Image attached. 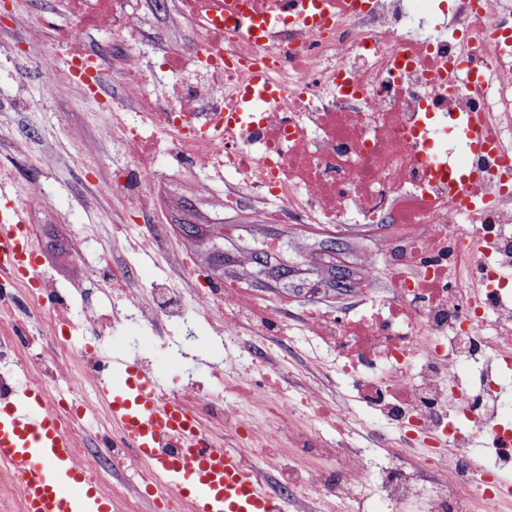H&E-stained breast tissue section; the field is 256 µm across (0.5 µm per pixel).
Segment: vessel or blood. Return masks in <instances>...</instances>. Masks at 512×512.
I'll use <instances>...</instances> for the list:
<instances>
[{"instance_id": "vessel-or-blood-1", "label": "vessel or blood", "mask_w": 512, "mask_h": 512, "mask_svg": "<svg viewBox=\"0 0 512 512\" xmlns=\"http://www.w3.org/2000/svg\"><path fill=\"white\" fill-rule=\"evenodd\" d=\"M277 90L261 66L249 67L239 91L244 111L258 112ZM464 135V153L486 150L477 122L455 117ZM24 213L0 184V296L10 272L31 258ZM98 384L121 439L155 466L191 512H284L280 500L246 469L237 451L212 442L190 415L161 391L157 377L137 363L102 365ZM179 438L178 451L164 454V436ZM0 463L9 465L23 490L29 512H113L104 493L77 459L72 438L33 386L0 403Z\"/></svg>"}]
</instances>
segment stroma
Segmentation results:
<instances>
[{
  "mask_svg": "<svg viewBox=\"0 0 512 512\" xmlns=\"http://www.w3.org/2000/svg\"><path fill=\"white\" fill-rule=\"evenodd\" d=\"M138 8L145 35L133 52L148 63L147 78L137 87L110 85V94L118 99L112 109L96 98L48 90L41 78L42 55L65 52L58 32L68 21V0H49L42 8L35 6L34 0H12L13 19L26 17L30 23L18 29L12 22L0 25V184L16 199L23 197L31 182L43 187L45 204L24 212L38 261L35 272L55 279L70 306L73 335H88L85 315L107 311L112 295L120 289L105 276L87 279L85 263L130 267L135 283L143 286L167 279L187 306L192 302L197 275L205 271L207 263L199 246L188 256L186 267L172 262L171 253L182 242L176 220L233 225V238L224 245L228 269L220 284L237 288L253 305L272 313L279 333H258L244 313L238 336L221 340L200 318L193 326V344L175 362L169 351L182 334L180 325L165 320L151 325L114 323L105 339L114 365L132 359L134 349H141L171 399L180 389L176 380L180 369H191L208 385L215 381L216 357H223L225 369H251L253 399L241 406L240 414L256 429L266 427L272 419L265 401L277 398L300 406L305 387H315L327 403L344 407L346 422L313 419L307 430H291L276 438L270 453L285 455L289 468L323 481L343 471L338 459L327 456V449L345 444L365 449L381 469L422 465L435 453L432 440L418 437L399 442L395 430L360 400L335 355L326 351L307 325V312L312 308L349 320L370 304L392 299L388 260L377 251L372 237L355 227L303 224L288 218L278 224L267 223L263 202L250 195L240 207L224 209L225 191L237 184L234 175L212 181L207 192H199L202 172L162 150L155 156L154 175L145 187L150 205L144 214L126 213L116 202L96 194V183L111 178L113 163L127 161L120 140L101 139L99 127L126 121L140 95L165 96L175 76L158 52L157 38H164L174 48L193 41L174 14L176 0H165L161 9L155 0H140ZM329 238L336 240L344 259L361 278L359 288L347 298H292L272 288L245 284L238 264L245 247L270 248L295 268V282L308 285L313 281L315 263L311 246Z\"/></svg>",
  "mask_w": 512,
  "mask_h": 512,
  "instance_id": "obj_1",
  "label": "stroma"
}]
</instances>
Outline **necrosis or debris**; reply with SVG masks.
Instances as JSON below:
<instances>
[{"label":"necrosis or debris","instance_id":"4bbe7bcc","mask_svg":"<svg viewBox=\"0 0 512 512\" xmlns=\"http://www.w3.org/2000/svg\"><path fill=\"white\" fill-rule=\"evenodd\" d=\"M242 0H179V17L195 34L197 49L184 55L166 52L176 74L169 94L134 102L133 118L103 137L119 138L136 166L116 170L96 186L99 195L125 211L140 212L143 183L152 176L154 142L142 127L164 131L168 151L220 177L239 175L237 190L226 192L225 207L238 204L242 191L265 194L280 209L299 211L313 224H397V236L379 248L393 271L394 299L386 319L369 322L332 320L314 312L309 320L327 345L343 346L345 376L362 389L365 405L399 432L400 441L421 433L447 439L449 455L429 465L443 479L430 498L429 512H470L481 500L485 512H497L503 484L512 481L502 456L501 468L483 465L449 412L462 408L481 431L512 443L502 422L499 378L512 368V355L491 353L479 335L512 337V52L493 35L492 12H512V0H460L450 23L455 35L434 37L411 20L410 0H323L324 24L310 30L289 20L256 42L235 31L230 20ZM96 31L118 34L122 46L141 36L131 0H69V24L60 39L65 60L41 59L44 80L72 89L89 81L102 91L108 78L126 84L145 80L134 58L108 69L113 44L89 49ZM267 62L278 98L252 118L234 125L221 122L231 109L247 65ZM480 113L481 124L496 145V156L471 155L469 200L447 180L425 167L426 146L411 135L414 127L438 113ZM480 266L484 291H474L470 270ZM123 282L110 301L112 312L145 324L166 319L187 323L191 314H216L218 337L238 333L245 299L232 288L196 289L193 310L171 305V288L150 284L152 301H139V288L127 271L113 267ZM11 280L24 297L22 311L0 303V398L15 392V371L38 387L57 410L64 430L78 436L87 414L83 391L92 383L103 357L102 335L76 344L64 327L62 310L46 312L42 298L56 293L50 277L31 279L24 271ZM27 319L38 337L51 338L52 353L31 358L17 351L15 328ZM480 365L477 380L444 373L443 365ZM180 403L198 426L221 422L231 440L248 429L224 398V382L208 387L184 373ZM346 476L336 486L296 475L292 485L311 494L335 496L339 512H349L374 470L371 457L353 448L339 451ZM90 475L107 482L113 466L137 470L153 495L172 494L128 448H96L86 457Z\"/></svg>","mask_w":512,"mask_h":512}]
</instances>
